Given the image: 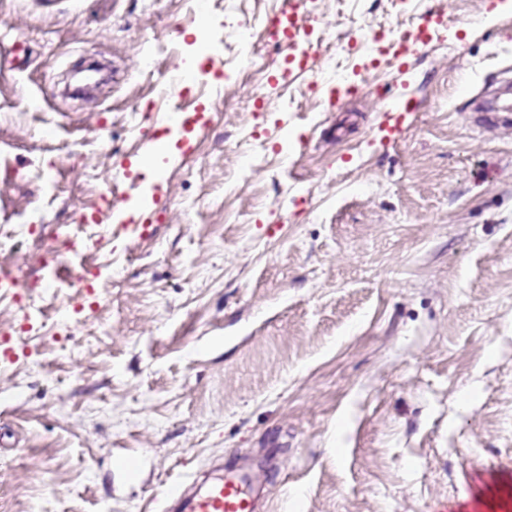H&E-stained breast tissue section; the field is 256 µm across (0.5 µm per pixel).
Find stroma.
<instances>
[{"mask_svg": "<svg viewBox=\"0 0 512 512\" xmlns=\"http://www.w3.org/2000/svg\"><path fill=\"white\" fill-rule=\"evenodd\" d=\"M283 2L0 0L9 512H158L240 456L266 512H459L512 476V112L475 110L512 87V6L322 0L312 48L349 83L285 74L262 32L232 82L240 23ZM436 10L405 73L362 45ZM179 70L204 110L172 152ZM94 223V267L58 252Z\"/></svg>", "mask_w": 512, "mask_h": 512, "instance_id": "obj_1", "label": "stroma"}]
</instances>
